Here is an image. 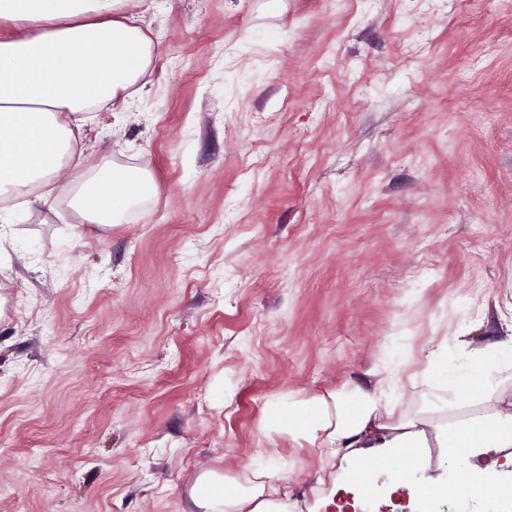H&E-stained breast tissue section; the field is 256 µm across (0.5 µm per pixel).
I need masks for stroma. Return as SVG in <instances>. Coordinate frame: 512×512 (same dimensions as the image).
Listing matches in <instances>:
<instances>
[{
	"label": "stroma",
	"instance_id": "35a3bbf8",
	"mask_svg": "<svg viewBox=\"0 0 512 512\" xmlns=\"http://www.w3.org/2000/svg\"><path fill=\"white\" fill-rule=\"evenodd\" d=\"M259 3L129 0L151 82L0 240V512H192L200 473L254 461L294 512H342L267 402L366 385L396 336L412 371L431 338L506 335L512 0ZM126 165L156 195L87 223ZM154 191L153 180L142 168L103 166L79 198L78 206L88 223L129 224L136 204Z\"/></svg>",
	"mask_w": 512,
	"mask_h": 512
}]
</instances>
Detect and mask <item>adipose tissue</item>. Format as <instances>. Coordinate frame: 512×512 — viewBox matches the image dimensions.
Here are the masks:
<instances>
[{
  "instance_id": "1",
  "label": "adipose tissue",
  "mask_w": 512,
  "mask_h": 512,
  "mask_svg": "<svg viewBox=\"0 0 512 512\" xmlns=\"http://www.w3.org/2000/svg\"><path fill=\"white\" fill-rule=\"evenodd\" d=\"M127 0H0V223L16 215L14 201L48 204L65 191L55 175L75 155V130L87 113L126 98L148 72L152 39L126 14ZM155 191L139 167L98 169L78 206L92 224H127L137 203ZM402 339L390 343L369 370L368 386L310 400L289 392L270 400L263 428L306 441L327 460L348 448H373L392 482L405 483L412 448H451L457 472L494 473L498 455L512 447V406L486 418L468 417L445 432L432 420L398 415L405 387L438 402L478 390L493 393L512 367V334L475 350L462 339L429 342L422 367L405 375ZM250 490L199 477L192 501L200 512H290L277 465L246 468Z\"/></svg>"
}]
</instances>
